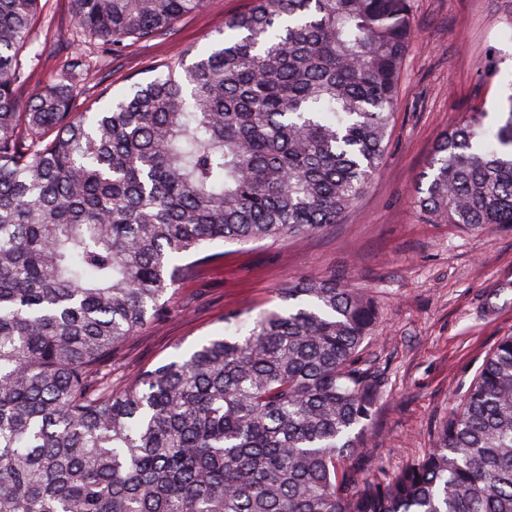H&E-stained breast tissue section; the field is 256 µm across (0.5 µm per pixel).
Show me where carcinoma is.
<instances>
[{
	"label": "carcinoma",
	"instance_id": "1",
	"mask_svg": "<svg viewBox=\"0 0 512 512\" xmlns=\"http://www.w3.org/2000/svg\"><path fill=\"white\" fill-rule=\"evenodd\" d=\"M119 46L171 33L203 0H70ZM41 0H0V512H512V336L387 478L366 448L382 393L362 360L379 311L306 278L246 331L112 389L98 366L168 311L179 266L215 242L338 222L387 152L412 0H252L186 65L75 112L79 63L28 81ZM437 143L414 206L512 229V94Z\"/></svg>",
	"mask_w": 512,
	"mask_h": 512
}]
</instances>
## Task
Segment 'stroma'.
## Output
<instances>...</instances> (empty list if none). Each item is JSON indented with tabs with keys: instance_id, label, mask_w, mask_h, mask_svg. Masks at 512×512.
Segmentation results:
<instances>
[{
	"instance_id": "obj_1",
	"label": "stroma",
	"mask_w": 512,
	"mask_h": 512,
	"mask_svg": "<svg viewBox=\"0 0 512 512\" xmlns=\"http://www.w3.org/2000/svg\"><path fill=\"white\" fill-rule=\"evenodd\" d=\"M251 0H204L171 34L120 47L73 31L70 0H41L34 43L23 56L30 85L82 64L74 111L105 87L154 74L183 49L201 50ZM409 45L390 142L366 193L338 223L300 238L210 246L209 262L176 285L168 312L102 364L114 388L139 369L183 356L224 332V319L253 320L280 306L279 289L307 277L339 276L380 307L366 352L385 379L364 472L382 479L433 447L435 429L500 338L512 334V230L435 224L413 204L416 179L441 135L473 110L494 125L512 92V0H413ZM494 57L498 69L482 68Z\"/></svg>"
}]
</instances>
